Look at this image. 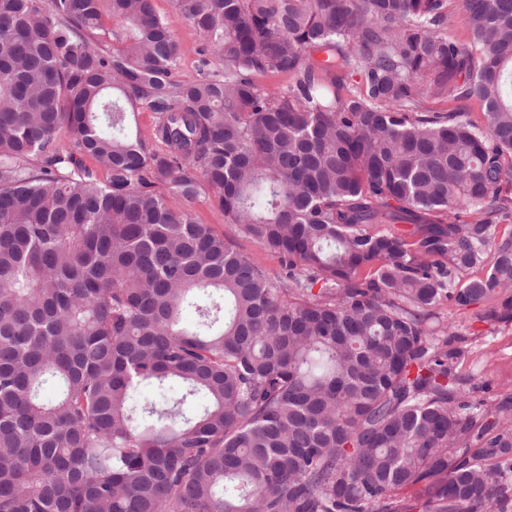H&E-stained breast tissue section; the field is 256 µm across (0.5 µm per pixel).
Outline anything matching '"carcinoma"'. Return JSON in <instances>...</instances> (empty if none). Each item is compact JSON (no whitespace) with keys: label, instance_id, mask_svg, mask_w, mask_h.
Segmentation results:
<instances>
[{"label":"carcinoma","instance_id":"1","mask_svg":"<svg viewBox=\"0 0 512 512\" xmlns=\"http://www.w3.org/2000/svg\"><path fill=\"white\" fill-rule=\"evenodd\" d=\"M173 5L221 70L154 0H0V512H512L436 313L512 323V0ZM174 32L181 47V65L179 78L182 80H195L202 76V73L219 70L221 65L211 60L207 67L202 66V58L199 54L201 40L196 30L187 22L175 19ZM168 204L177 211H191L200 224H209L218 235H224V239L230 242L235 249L247 254L272 278L279 276L284 278L286 270L282 269L279 259L255 241L243 236L237 224H230L224 220V216L214 202L208 199V193L190 202L181 198H169Z\"/></svg>","mask_w":512,"mask_h":512}]
</instances>
